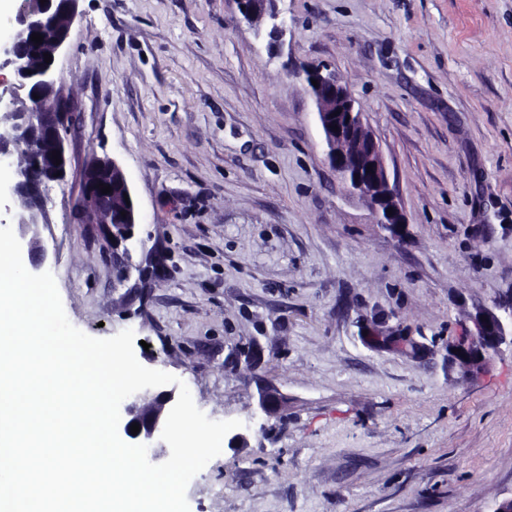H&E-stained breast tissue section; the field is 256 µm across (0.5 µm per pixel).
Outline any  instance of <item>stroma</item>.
<instances>
[{
    "instance_id": "stroma-1",
    "label": "stroma",
    "mask_w": 512,
    "mask_h": 512,
    "mask_svg": "<svg viewBox=\"0 0 512 512\" xmlns=\"http://www.w3.org/2000/svg\"><path fill=\"white\" fill-rule=\"evenodd\" d=\"M267 45L235 0H81L56 63L75 122L40 229L68 320L237 419L189 512H492L512 496V348L451 344L512 298V0H281ZM336 73L406 223L339 181L304 70ZM96 157L138 222L72 202ZM288 400L258 409L260 386ZM82 186L75 207L93 218L89 224H104L112 233V243L128 241L133 236V226L137 224V210L126 179L115 160L94 158L85 168ZM100 183L110 186L111 192L102 194ZM128 195L130 205L126 204ZM122 200L119 207L112 206V198ZM126 212V218L121 216ZM112 225V230L110 229Z\"/></svg>"
}]
</instances>
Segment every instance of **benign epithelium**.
<instances>
[{
  "mask_svg": "<svg viewBox=\"0 0 512 512\" xmlns=\"http://www.w3.org/2000/svg\"><path fill=\"white\" fill-rule=\"evenodd\" d=\"M240 15L248 22L267 21L271 31L283 34L285 20L278 0H236ZM80 0H20L14 16L9 43L0 46V70L16 76L7 111L0 113V159L18 154L26 158L12 173L14 220L21 226L20 244L31 257L34 273H40L46 253L39 245V225L48 223L46 195L52 183L66 179L69 158L66 150L68 127L75 113L66 111L63 87L59 83L56 60L69 43ZM43 35L36 44L31 35ZM52 61H44V54ZM318 82V120L327 148V159L348 190L365 198L376 223L394 226L406 223L390 188L379 143L367 129L363 112L348 87L334 74L319 69L307 71ZM59 153L55 164L52 152ZM111 187L104 194L101 186ZM128 202H122V199ZM76 208L93 218V223L112 227V243L133 236L137 210L126 179L115 160L95 158L85 168ZM393 214H388V209ZM126 216H121V213ZM503 314L483 310L470 316L471 325L456 336L453 348L470 369L478 370L488 356L504 344L512 346L504 323L512 324V299L499 305ZM176 389L148 388L133 395L120 413L119 435L127 443L147 446L153 462L160 460L165 448L159 446L165 420L175 404ZM287 407L286 400L273 388L261 392L259 408L271 416ZM140 425L133 435L130 426Z\"/></svg>",
  "mask_w": 512,
  "mask_h": 512,
  "instance_id": "benign-epithelium-1",
  "label": "benign epithelium"
}]
</instances>
